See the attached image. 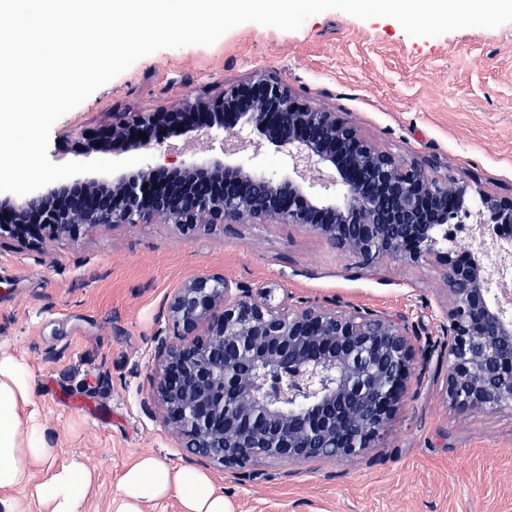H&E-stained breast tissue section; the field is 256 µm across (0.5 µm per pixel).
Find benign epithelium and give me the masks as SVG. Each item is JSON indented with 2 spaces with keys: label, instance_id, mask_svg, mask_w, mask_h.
Listing matches in <instances>:
<instances>
[{
  "label": "benign epithelium",
  "instance_id": "benign-epithelium-1",
  "mask_svg": "<svg viewBox=\"0 0 512 512\" xmlns=\"http://www.w3.org/2000/svg\"><path fill=\"white\" fill-rule=\"evenodd\" d=\"M206 132L252 156L169 168L158 162L178 130ZM146 136L139 137V133ZM94 136L150 156L112 187L66 178L24 196L0 192V239H80L100 226L156 220L191 235L202 224H300L369 267L388 255L440 265L448 308L446 392L469 414L512 411V289L491 287L474 262L481 244L437 249L438 230L470 184L435 175L434 162L381 150L336 113L282 80L255 75L209 100L131 121L113 117ZM282 156L288 173L252 158ZM499 238L512 244V194L482 193ZM171 334L158 339L150 399L183 448L227 471L266 461L344 460L370 447L406 398L419 357L407 318L352 305H274L224 275H197L169 297Z\"/></svg>",
  "mask_w": 512,
  "mask_h": 512
}]
</instances>
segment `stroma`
Instances as JSON below:
<instances>
[{
    "mask_svg": "<svg viewBox=\"0 0 512 512\" xmlns=\"http://www.w3.org/2000/svg\"><path fill=\"white\" fill-rule=\"evenodd\" d=\"M258 71L393 155L432 159L483 191L512 193V23L438 37L340 10L295 31L244 23L212 45L138 59L54 123L48 156L98 159L87 134L113 113L166 110L187 94L207 100ZM202 273L270 289L275 304L402 312L418 343L434 347L384 433L358 456L239 473L204 463L234 512H512V412L465 415L448 402L439 327L447 285L437 265L384 257L363 268L296 224H213L187 237L160 223L43 246L0 241V353L28 365V409L56 463L78 458L96 470L84 512H113L122 472L143 454L188 464L148 406L167 298Z\"/></svg>",
    "mask_w": 512,
    "mask_h": 512,
    "instance_id": "1",
    "label": "stroma"
}]
</instances>
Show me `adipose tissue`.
Instances as JSON below:
<instances>
[{"instance_id": "adipose-tissue-1", "label": "adipose tissue", "mask_w": 512, "mask_h": 512, "mask_svg": "<svg viewBox=\"0 0 512 512\" xmlns=\"http://www.w3.org/2000/svg\"><path fill=\"white\" fill-rule=\"evenodd\" d=\"M31 374L22 361L0 356V490L26 483L29 467L51 461L55 454L36 422H22L20 410L30 401ZM95 485V473L82 460L53 468L37 495L46 512H83ZM177 495L182 512H233L231 503L200 470L169 466L145 454L123 474L118 512H142L145 503Z\"/></svg>"}]
</instances>
